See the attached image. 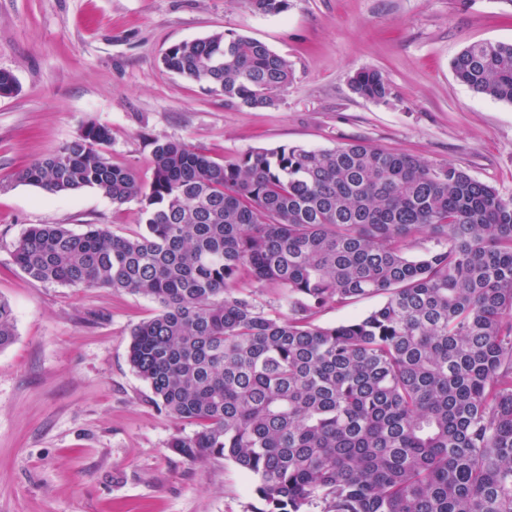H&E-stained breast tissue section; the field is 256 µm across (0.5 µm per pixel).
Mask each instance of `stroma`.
I'll return each mask as SVG.
<instances>
[{
	"label": "stroma",
	"mask_w": 512,
	"mask_h": 512,
	"mask_svg": "<svg viewBox=\"0 0 512 512\" xmlns=\"http://www.w3.org/2000/svg\"><path fill=\"white\" fill-rule=\"evenodd\" d=\"M216 32L267 44L294 79L273 105L225 102L165 69L174 44ZM479 41L512 43V0H290L256 15L243 0H0V299L15 339L0 349V512H252V479L232 461L190 462L170 441L192 434L150 401L132 370L131 331L150 298L31 280L11 251L32 224L142 232L139 205L99 191L51 195L16 172L107 126L112 164L150 177L152 143L180 140L220 162L283 145L353 139L450 164L512 198V105L458 83L452 59ZM377 68L382 102L355 72ZM353 92L370 101H384L391 94L390 83L385 74L376 68H366L351 78Z\"/></svg>",
	"instance_id": "stroma-1"
}]
</instances>
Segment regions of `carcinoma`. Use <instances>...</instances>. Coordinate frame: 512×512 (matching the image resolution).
<instances>
[{
	"label": "carcinoma",
	"instance_id": "carcinoma-1",
	"mask_svg": "<svg viewBox=\"0 0 512 512\" xmlns=\"http://www.w3.org/2000/svg\"><path fill=\"white\" fill-rule=\"evenodd\" d=\"M246 5L279 14L290 0ZM163 65L253 109L293 79L265 43L222 32L171 46ZM451 69L512 104V43H472ZM351 88L391 94L376 68ZM110 141L90 122L16 178L135 201L144 231L32 224L12 257L38 282L159 304L133 328L128 361L159 410L195 426L169 447L233 461L254 479L256 512H512L511 198L362 140L229 163L156 141L147 181L107 160ZM244 272L288 299V317L236 293ZM373 295L384 301L362 317L316 323L328 305ZM14 336L0 300V349Z\"/></svg>",
	"mask_w": 512,
	"mask_h": 512
}]
</instances>
